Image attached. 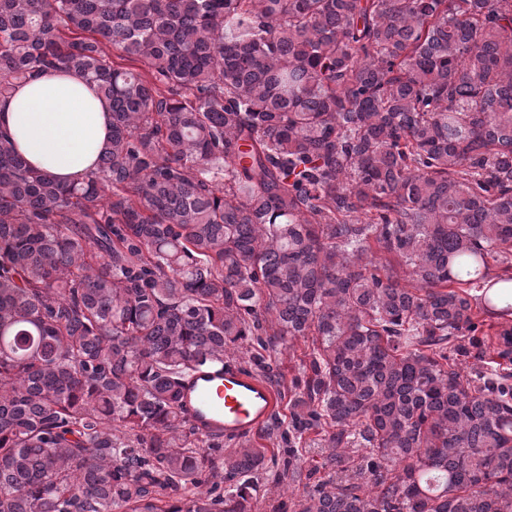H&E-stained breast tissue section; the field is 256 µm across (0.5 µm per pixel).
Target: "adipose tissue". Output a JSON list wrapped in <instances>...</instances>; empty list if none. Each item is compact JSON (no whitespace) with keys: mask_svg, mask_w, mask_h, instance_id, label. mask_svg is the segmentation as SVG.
Returning a JSON list of instances; mask_svg holds the SVG:
<instances>
[{"mask_svg":"<svg viewBox=\"0 0 512 512\" xmlns=\"http://www.w3.org/2000/svg\"><path fill=\"white\" fill-rule=\"evenodd\" d=\"M111 130L108 102L72 72L41 74L0 97V134L9 135L32 167L61 182L94 170Z\"/></svg>","mask_w":512,"mask_h":512,"instance_id":"adipose-tissue-1","label":"adipose tissue"}]
</instances>
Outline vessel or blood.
Returning <instances> with one entry per match:
<instances>
[{
  "label": "vessel or blood",
  "instance_id": "b4317fda",
  "mask_svg": "<svg viewBox=\"0 0 512 512\" xmlns=\"http://www.w3.org/2000/svg\"><path fill=\"white\" fill-rule=\"evenodd\" d=\"M183 401L200 433L228 438L256 431L277 407L266 382L232 363L198 372L184 388Z\"/></svg>",
  "mask_w": 512,
  "mask_h": 512
}]
</instances>
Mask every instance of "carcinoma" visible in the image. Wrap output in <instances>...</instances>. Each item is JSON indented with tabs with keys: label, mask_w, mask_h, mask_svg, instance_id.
Wrapping results in <instances>:
<instances>
[{
	"label": "carcinoma",
	"mask_w": 512,
	"mask_h": 512,
	"mask_svg": "<svg viewBox=\"0 0 512 512\" xmlns=\"http://www.w3.org/2000/svg\"><path fill=\"white\" fill-rule=\"evenodd\" d=\"M50 69L112 139L60 185L0 136V512H252L270 465L512 512L508 374L458 368L512 316V0H0V95ZM243 347L277 411L224 454L183 388ZM286 346V349L284 350ZM311 343H304L302 338L296 340L286 339L282 347L280 371L286 376L289 382L295 376H302V364L309 361L308 354L311 352Z\"/></svg>",
	"instance_id": "obj_1"
}]
</instances>
